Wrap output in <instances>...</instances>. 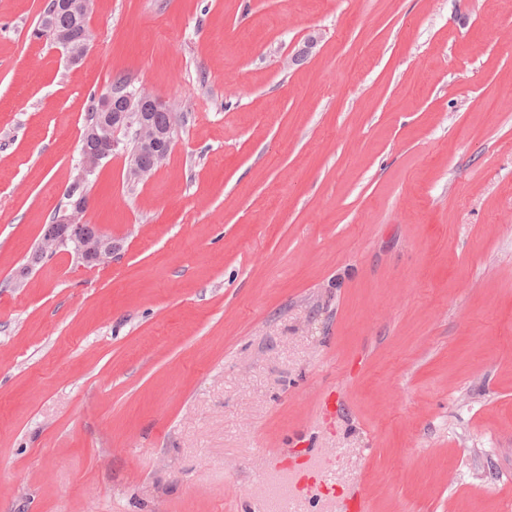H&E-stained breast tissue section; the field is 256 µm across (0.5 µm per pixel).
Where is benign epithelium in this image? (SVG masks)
Returning a JSON list of instances; mask_svg holds the SVG:
<instances>
[{
  "mask_svg": "<svg viewBox=\"0 0 512 512\" xmlns=\"http://www.w3.org/2000/svg\"><path fill=\"white\" fill-rule=\"evenodd\" d=\"M93 5L94 0H55L53 9L88 14L92 11ZM42 35L54 36V41L61 43V52L66 55L70 63L76 64L80 61V57L69 50L70 42L64 35L49 26L44 28ZM150 106L159 109L164 107V104L144 88L132 93L122 86H117L100 98V111L106 113V120L89 126L85 131L81 141V169L75 182H82L86 174L94 172L103 160L112 156V150L118 145L116 134L122 127L131 126L130 113L142 112ZM134 133L142 139L158 159H164L166 153L170 151L173 126L160 128L143 120L134 126ZM87 210L88 198L80 197L65 208L58 210L52 223L64 224L71 228V239L80 238L85 227L83 214Z\"/></svg>",
  "mask_w": 512,
  "mask_h": 512,
  "instance_id": "1",
  "label": "benign epithelium"
}]
</instances>
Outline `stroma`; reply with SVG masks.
Returning a JSON list of instances; mask_svg holds the SVG:
<instances>
[{
	"instance_id": "1",
	"label": "stroma",
	"mask_w": 512,
	"mask_h": 512,
	"mask_svg": "<svg viewBox=\"0 0 512 512\" xmlns=\"http://www.w3.org/2000/svg\"><path fill=\"white\" fill-rule=\"evenodd\" d=\"M0 0V512H512V0ZM312 42L308 59L291 64ZM169 107L28 266L115 76ZM52 1L46 5L45 9L43 10L42 14L40 15L39 21L37 26L32 31V36L39 39V36H41L43 39H46V35H53L54 39L53 41L61 43L63 49H59V51L66 55L67 60L71 64H77L80 61V57L77 55V53H74L69 50V45L71 42V47L74 51L80 52L81 45H82V30H84L86 37L92 41L94 39V33L92 29L88 25V16L85 18L81 15L73 16L70 13L64 12V11H56V12H50V7L52 5ZM43 16L49 21L52 22L59 30L66 31L69 36L66 38L63 34H60L58 32H55L53 28L50 26H46L42 32L41 35H38L36 32L41 26L43 20ZM88 205L89 203L87 196L85 198L79 197L77 200L70 203L65 208L58 210L53 216V220L51 222V224L56 225L55 227L52 228V230L58 236L55 235L54 233L47 231L44 237L42 238V251H44L45 253L49 251H56L61 246H65L68 243V245H72V250L75 253V255H81L80 252H83V257L85 259L84 263L87 265L94 264L96 255L99 264L105 265L112 262V248L105 242L98 243L97 245L91 247V250L96 251V255L95 253L91 252V250H89V246L93 243V241H95L99 237V233L98 229L95 227L94 224H87V226L85 227V219L83 217V214L87 212ZM58 224H64L68 228L64 226H58ZM84 227L86 239L71 241L75 240L76 238L82 237ZM69 228L72 229V232L70 237L71 240H69L68 242L67 237L70 236ZM62 235H66L67 237H59Z\"/></svg>"
}]
</instances>
